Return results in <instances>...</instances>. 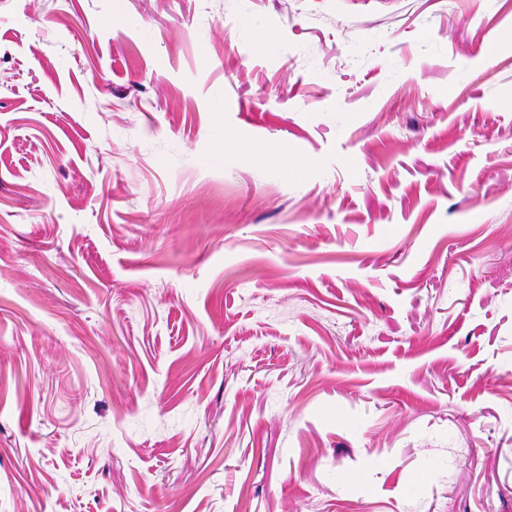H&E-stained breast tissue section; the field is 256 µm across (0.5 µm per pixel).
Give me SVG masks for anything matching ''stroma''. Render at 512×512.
<instances>
[{
    "label": "stroma",
    "instance_id": "35a3bbf8",
    "mask_svg": "<svg viewBox=\"0 0 512 512\" xmlns=\"http://www.w3.org/2000/svg\"><path fill=\"white\" fill-rule=\"evenodd\" d=\"M0 512H512V0H0Z\"/></svg>",
    "mask_w": 512,
    "mask_h": 512
}]
</instances>
